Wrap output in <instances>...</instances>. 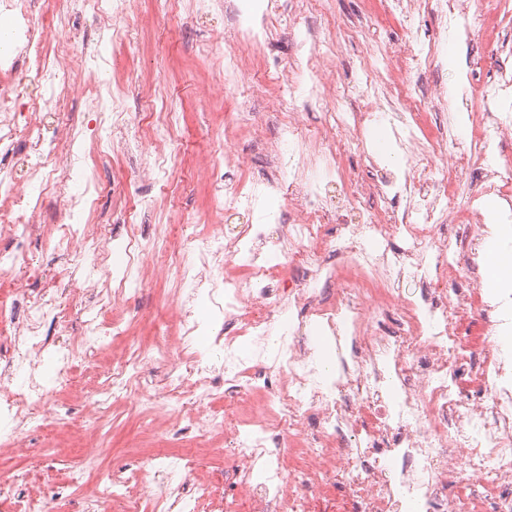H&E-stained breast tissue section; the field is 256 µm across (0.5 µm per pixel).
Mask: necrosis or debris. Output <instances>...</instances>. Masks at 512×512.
Listing matches in <instances>:
<instances>
[{
	"label": "necrosis or debris",
	"instance_id": "obj_1",
	"mask_svg": "<svg viewBox=\"0 0 512 512\" xmlns=\"http://www.w3.org/2000/svg\"><path fill=\"white\" fill-rule=\"evenodd\" d=\"M140 0H57L53 41L42 20L46 0H0V152L13 165L0 172V452L23 455L21 434L78 423L87 460L102 446L101 420L117 400H133L146 431L178 444L188 433L224 439L230 471L191 478L183 455L137 460L101 471L81 512H207L219 490L233 487L250 512H512V355L497 334L512 292L481 289L479 246L491 236L474 200H453L466 179L439 154L465 147L483 161L479 196H512V166L497 151L512 142V122L496 115L512 88V31L494 40L498 64L483 88L482 107H458L448 85L428 80L442 35L471 37L476 12L504 16L512 0H381L402 39L380 60L363 59L357 78L341 81L347 41L374 28L362 17L345 28L324 15L323 0H282L287 24L269 11L247 13L239 0H189L195 25L222 10L233 41L218 78L201 100L251 83L280 39L293 55L274 61V93L236 103L224 118V142L202 164L218 217L179 247L168 234L142 232L159 218L154 187L170 176L179 113L152 112L131 139L129 100L136 85L95 82L111 53L91 31L130 45ZM435 16L440 34L423 40L415 20ZM83 103L97 129L86 135L68 103ZM321 113L306 125L304 111ZM271 113L266 134L260 112ZM389 121L397 159L384 169L366 134ZM250 155L229 149L240 134ZM150 151H142V143ZM359 153L377 179H355L345 158ZM133 165L141 190L134 209L104 213L97 159ZM265 179L224 183L228 169L252 163ZM82 179L84 189L70 184ZM54 197L45 210L41 199ZM114 227L104 240L102 225ZM45 242L49 279L26 269L30 238ZM127 262L109 287L111 251ZM172 286L171 322L150 346L131 342L124 318L133 288ZM99 307L80 329L74 312ZM219 331L204 353L185 340L200 332L201 300ZM249 339L248 349L236 340ZM129 341L123 361L89 395L75 421L56 383L115 339ZM166 366L155 380L157 366ZM54 379H47V372ZM342 496H335L336 485Z\"/></svg>",
	"mask_w": 512,
	"mask_h": 512
}]
</instances>
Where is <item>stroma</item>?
Instances as JSON below:
<instances>
[{"label":"stroma","instance_id":"stroma-1","mask_svg":"<svg viewBox=\"0 0 512 512\" xmlns=\"http://www.w3.org/2000/svg\"><path fill=\"white\" fill-rule=\"evenodd\" d=\"M142 10L153 17V28L138 34L135 49L115 47L112 68L100 75L99 82L109 85L121 78L139 85L141 92L131 98L130 109L138 118L144 119L158 105L150 94L154 82L164 81L166 97L183 118L176 132L178 153L173 176L169 182L155 189L161 202V215L175 223L184 215L209 218L213 215L210 190L196 183L194 170L201 155L217 149L218 138L224 130V114L232 110L241 95L239 91L229 90L225 92L223 101L206 106L196 99L195 88L199 82L212 79L219 73L220 58L227 49L225 41L218 37L224 29V18L219 14L212 15L184 29L176 20L182 12L179 0H170L164 13L158 12L156 0H143ZM401 34L400 24L389 19L348 42L339 67L340 79L356 77L361 56L377 47L397 42ZM473 35L474 49L470 52L461 47L456 38H449L448 52L456 56L458 63L433 72L432 77L450 84L463 78L467 69H475L478 77L473 82L470 101L477 104L481 101L483 79L491 74L496 60L482 37L481 29H474ZM468 55L473 58L469 64L464 61ZM170 299V287L164 283L150 285L135 298L132 307L141 318L137 331L139 342L150 343L155 333L164 327ZM111 366L110 356L97 355L93 364L79 366V389L61 390V400L73 408L75 415L88 412L85 395L95 389L100 375ZM138 432L136 412L124 410L109 429L99 456L100 463L116 469L136 456L170 453L171 448L164 441L139 442ZM26 444L30 449L29 457H0V474L19 470L38 480L49 473L55 485L68 484L70 467L79 459L81 448V440L76 437L74 427H63L50 433H28Z\"/></svg>","mask_w":512,"mask_h":512}]
</instances>
